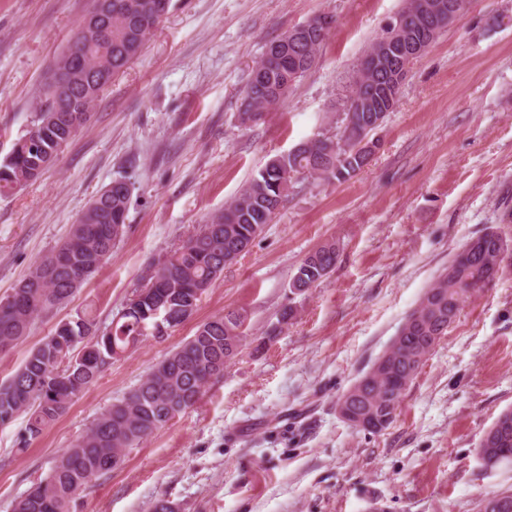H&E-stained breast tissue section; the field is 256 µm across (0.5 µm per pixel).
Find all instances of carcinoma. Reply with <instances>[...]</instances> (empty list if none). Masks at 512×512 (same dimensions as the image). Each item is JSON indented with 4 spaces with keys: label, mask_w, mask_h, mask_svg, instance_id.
Wrapping results in <instances>:
<instances>
[{
    "label": "carcinoma",
    "mask_w": 512,
    "mask_h": 512,
    "mask_svg": "<svg viewBox=\"0 0 512 512\" xmlns=\"http://www.w3.org/2000/svg\"><path fill=\"white\" fill-rule=\"evenodd\" d=\"M172 0H94L99 31L74 33L68 49L58 56L45 77L31 126L0 163V194L40 178L74 136L71 119L87 116L112 77L137 57L162 19L143 26L145 16L161 2ZM400 15L418 36L425 24L423 0H407ZM328 33L293 36L288 31L266 46L252 67L243 91L239 120L257 124L283 102L297 82L298 59H317ZM367 52L344 99L355 95L375 99L373 86L360 80L369 68ZM92 62L83 79L74 64ZM385 112H343L342 131L318 134L286 153L271 158L239 194L183 243L151 264L132 296L101 329L94 311L86 308L60 323L33 347L23 363L0 383V424L27 416L17 439L25 451L57 421L74 398L91 386L112 360L144 338L160 339L197 309L201 295L224 273V266L246 252L271 223L299 176L317 179L351 177L368 165L360 145L371 143L372 124ZM133 183L116 178L103 188L78 217L66 239L37 260L27 276L0 298V352L23 342L35 319L65 305L111 257L127 232ZM505 239L495 229L471 239L448 262L428 288L437 299L435 310L416 309L428 330L445 336L461 305L503 272L500 256ZM336 242L327 241L300 262L291 278L293 292H305L325 280L336 266ZM246 316L229 310L198 326L194 336L172 351L121 399L94 419L74 444L57 458L50 473L37 480L12 505V512H72L77 493L112 472L119 455L137 445L180 413L193 407L212 378L241 352ZM430 337L402 324L384 362L370 366L341 398L349 410L366 416L373 433L395 421L400 399L431 353ZM478 455L488 467L512 460V410L503 411L485 432ZM478 512H512V491L487 494Z\"/></svg>",
    "instance_id": "obj_1"
}]
</instances>
